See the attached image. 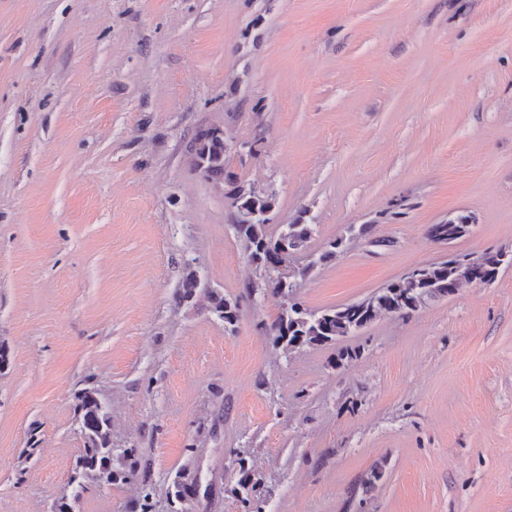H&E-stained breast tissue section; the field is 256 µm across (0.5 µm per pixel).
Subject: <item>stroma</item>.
<instances>
[{
    "label": "stroma",
    "mask_w": 512,
    "mask_h": 512,
    "mask_svg": "<svg viewBox=\"0 0 512 512\" xmlns=\"http://www.w3.org/2000/svg\"><path fill=\"white\" fill-rule=\"evenodd\" d=\"M214 126L271 224H311L292 267L344 241L290 298L249 290L195 165ZM490 252L512 254V0H0V512H140L145 484L172 512L185 473L188 512H242L243 466L264 512H512V266L333 342L267 335L288 302ZM86 389L134 481L71 485Z\"/></svg>",
    "instance_id": "1"
}]
</instances>
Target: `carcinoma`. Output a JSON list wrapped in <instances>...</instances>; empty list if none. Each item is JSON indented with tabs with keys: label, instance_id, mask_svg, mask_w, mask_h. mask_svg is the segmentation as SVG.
<instances>
[{
	"label": "carcinoma",
	"instance_id": "obj_1",
	"mask_svg": "<svg viewBox=\"0 0 512 512\" xmlns=\"http://www.w3.org/2000/svg\"><path fill=\"white\" fill-rule=\"evenodd\" d=\"M196 166L207 177L227 186V197L237 207L236 230L244 243L249 258L261 263L267 272L263 278L265 288L274 295L287 296L281 280V269L288 267L289 259L311 236V225L297 221L282 224L277 232L269 230L267 214L272 209L269 198L239 183L237 176L224 169V137L207 129L197 138ZM480 267L484 277L493 280L500 269L494 254L481 257ZM466 275L464 260L452 257L444 262L422 268L416 280H398L375 293L369 299L339 308L314 312L297 302L285 307L270 326V339L276 349L291 351L305 345L326 343L354 332L361 323H371L384 313L402 315L417 310L428 300L453 294ZM214 311L224 321L231 323L237 317V305L222 297L211 298ZM77 409L86 446L76 460L73 498H78L83 488L82 480L90 478L98 484H112L137 475L129 466L116 469L105 464L112 459L110 448L111 416L97 394L84 390L77 395ZM235 489L242 505L251 504L255 483L250 471L240 467V478Z\"/></svg>",
	"mask_w": 512,
	"mask_h": 512
}]
</instances>
